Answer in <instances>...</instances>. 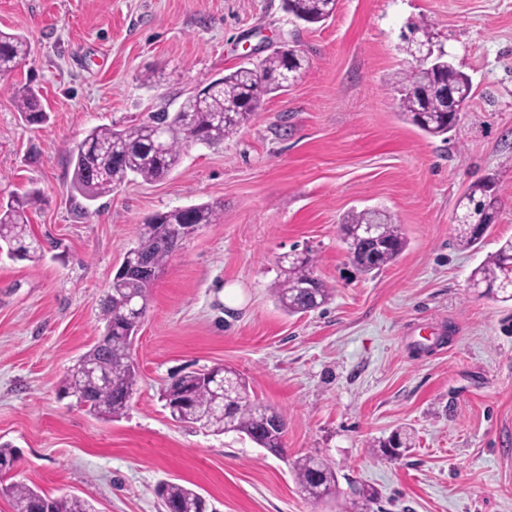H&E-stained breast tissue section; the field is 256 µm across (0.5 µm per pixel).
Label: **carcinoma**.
Masks as SVG:
<instances>
[{
	"label": "carcinoma",
	"instance_id": "obj_1",
	"mask_svg": "<svg viewBox=\"0 0 512 512\" xmlns=\"http://www.w3.org/2000/svg\"><path fill=\"white\" fill-rule=\"evenodd\" d=\"M337 0H284L288 13L307 24H318L332 17ZM26 37L0 31V69L11 70L29 57ZM302 52H271L253 67L239 66L225 74L221 85L190 94L172 114L156 112L147 120L124 129L106 126L91 128L72 149V187L84 199L94 201L109 195L128 176L146 182L166 178L180 163L185 131L192 127L196 139L217 144L247 124L256 105L273 93L288 90L280 74L301 71ZM457 89L456 107L464 111L472 97L470 78L453 64L437 70L414 65L399 80L401 117L430 137L442 136L453 122L443 111V84ZM17 112L29 125L47 120V112L36 90L30 86L14 92ZM42 202L38 190L0 202V244L10 258L36 262L42 249L31 242L27 213ZM501 199L495 180L482 178L470 185L456 203L457 238L464 248L477 249L483 231L498 216ZM222 209L208 203L156 212L138 225L137 240L125 253L130 266L146 260L161 273L171 254L186 240L180 229L216 224ZM379 223L378 244L368 246L358 234L359 226ZM342 241L366 253L357 269L371 274L396 262L407 246V239L391 215L380 208H363L348 215L340 225ZM282 279L272 288L276 305L288 315L303 314L322 307L330 300V288L315 272L316 257L306 250L291 253L282 260ZM471 286L499 302H512V239L488 255L471 273ZM153 281L116 276L109 296L102 304L104 329L97 342L70 369L61 387L67 397L82 396L88 411L103 418L125 414L138 383V372L130 360V349L151 302ZM224 388L203 381L191 371L173 378L164 391L172 419L195 424L216 434L236 432L267 453L286 455L284 435L287 418L280 412L251 399L249 384L236 370L224 368ZM412 445L410 433L396 430L378 441L382 455L398 458ZM296 482L315 503L336 498V470L325 461L308 456L293 462ZM14 512H95L88 501L76 496L52 497L25 484L9 487ZM156 493L167 512H205L206 503L193 488L175 482H161Z\"/></svg>",
	"mask_w": 512,
	"mask_h": 512
}]
</instances>
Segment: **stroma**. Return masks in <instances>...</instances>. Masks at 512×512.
Listing matches in <instances>:
<instances>
[{"label": "stroma", "instance_id": "stroma-1", "mask_svg": "<svg viewBox=\"0 0 512 512\" xmlns=\"http://www.w3.org/2000/svg\"><path fill=\"white\" fill-rule=\"evenodd\" d=\"M422 19L473 83L444 140L398 115L395 75L414 63L401 33ZM0 30L33 48L0 75V201L44 196L30 214L43 260L0 253V444L19 454L0 477V512H13V483L96 512H162V480L216 512H344L363 487L377 494L371 512H512V302L469 283L512 238V0H338L319 24L296 22L282 0H0ZM282 43L306 68L237 133L186 144L163 180L132 176L89 204L72 191L71 150L88 129L177 111L254 49ZM24 85L46 123L20 120L13 90ZM487 176L501 209L476 254L456 244L454 207ZM203 202L224 215L152 286L127 412L103 420L60 397L101 334V304L139 224ZM367 206L387 209L408 241L372 277L339 232ZM294 249L316 255L332 297L289 316L270 289ZM228 285L242 290L238 306L224 304ZM431 334L441 343L423 347ZM217 365L286 416V457L171 419V375ZM398 428L413 448L395 461L372 452ZM305 456L335 468V501L304 499L292 461Z\"/></svg>", "mask_w": 512, "mask_h": 512}]
</instances>
